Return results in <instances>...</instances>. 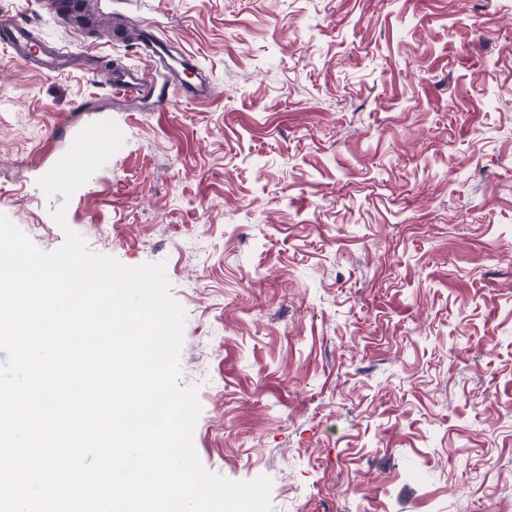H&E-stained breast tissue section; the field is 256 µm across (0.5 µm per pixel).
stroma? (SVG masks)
Instances as JSON below:
<instances>
[{
	"instance_id": "stroma-1",
	"label": "stroma",
	"mask_w": 512,
	"mask_h": 512,
	"mask_svg": "<svg viewBox=\"0 0 512 512\" xmlns=\"http://www.w3.org/2000/svg\"><path fill=\"white\" fill-rule=\"evenodd\" d=\"M212 87L113 95L0 50V213L162 262L193 446L271 512H512V0H99ZM53 52L138 63L108 25L0 0ZM122 146L37 180L86 125ZM66 204V227L51 216Z\"/></svg>"
}]
</instances>
